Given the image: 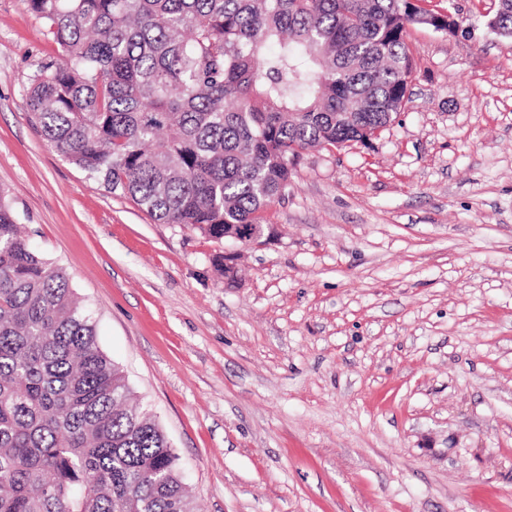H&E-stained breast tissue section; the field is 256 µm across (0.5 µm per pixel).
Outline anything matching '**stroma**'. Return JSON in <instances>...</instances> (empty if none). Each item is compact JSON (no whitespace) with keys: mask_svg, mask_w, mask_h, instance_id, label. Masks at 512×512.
<instances>
[{"mask_svg":"<svg viewBox=\"0 0 512 512\" xmlns=\"http://www.w3.org/2000/svg\"><path fill=\"white\" fill-rule=\"evenodd\" d=\"M431 3L467 34L409 26L395 122L305 151L245 245L157 223L60 156L26 96L57 46L0 0V187L195 512H512V41L493 0ZM486 25L492 28L499 36L512 39V0H498L495 13L490 16ZM498 30V32L496 31Z\"/></svg>","mask_w":512,"mask_h":512,"instance_id":"35a3bbf8","label":"stroma"}]
</instances>
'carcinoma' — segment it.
<instances>
[{
  "label": "carcinoma",
  "mask_w": 512,
  "mask_h": 512,
  "mask_svg": "<svg viewBox=\"0 0 512 512\" xmlns=\"http://www.w3.org/2000/svg\"><path fill=\"white\" fill-rule=\"evenodd\" d=\"M58 47L28 106L55 151L161 224L232 238L310 148L408 99L409 0H25ZM486 25L512 39V0ZM0 189V512H191L152 411Z\"/></svg>",
  "instance_id": "carcinoma-1"
}]
</instances>
